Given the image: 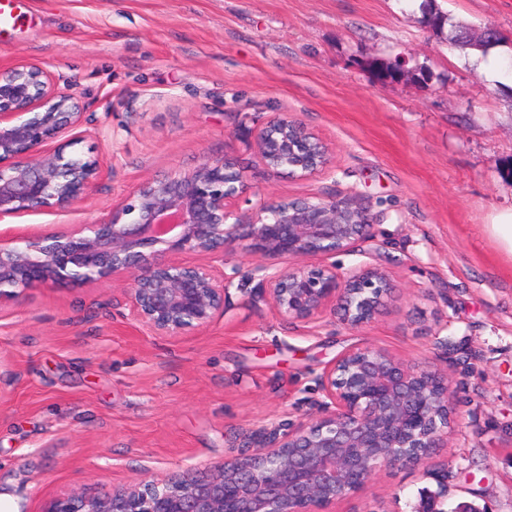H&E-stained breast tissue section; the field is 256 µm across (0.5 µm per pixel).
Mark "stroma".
I'll list each match as a JSON object with an SVG mask.
<instances>
[{
	"label": "stroma",
	"mask_w": 512,
	"mask_h": 512,
	"mask_svg": "<svg viewBox=\"0 0 512 512\" xmlns=\"http://www.w3.org/2000/svg\"><path fill=\"white\" fill-rule=\"evenodd\" d=\"M430 1L450 24L512 31V0H17L0 69L46 61L71 84L86 114L72 149L103 173L74 209L0 233L97 222L145 178L230 156L269 200L359 195L372 236L334 260L380 268L394 292L357 332L327 313L287 321L255 297V256L231 247L183 256L234 276L224 314L188 336L138 325L109 280L1 299L0 512L236 455L318 414L319 376L357 344L447 371L453 422L428 462L448 470L444 512H512V255L490 229L512 209V44L450 45L422 23ZM397 58L407 77L381 81ZM281 113L328 145L327 169L258 166L252 135ZM436 488L384 468L333 510L412 512Z\"/></svg>",
	"instance_id": "1"
}]
</instances>
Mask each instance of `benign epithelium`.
<instances>
[{
	"instance_id": "benign-epithelium-1",
	"label": "benign epithelium",
	"mask_w": 512,
	"mask_h": 512,
	"mask_svg": "<svg viewBox=\"0 0 512 512\" xmlns=\"http://www.w3.org/2000/svg\"><path fill=\"white\" fill-rule=\"evenodd\" d=\"M71 85L43 62L0 69V220L85 200L102 171L97 160L64 156L46 144L83 121ZM269 173L310 176L329 164V148L298 119L280 114L253 136ZM250 190L245 167L205 159L189 173L144 179L97 224L0 238V299L62 280L123 287L132 319L157 336H183L224 313L233 276L180 260L234 245L280 264L251 268L256 296L286 320L325 311L347 329L371 323L391 285L380 269L346 271L299 260L356 251L374 217L356 195L263 201L250 215L238 201ZM321 414L294 430L258 433L253 446L203 470L98 494L71 488L42 512H330L379 470L418 467L448 447V374L409 364L383 348L345 349L320 376ZM438 491L414 512H444L447 470H428Z\"/></svg>"
}]
</instances>
